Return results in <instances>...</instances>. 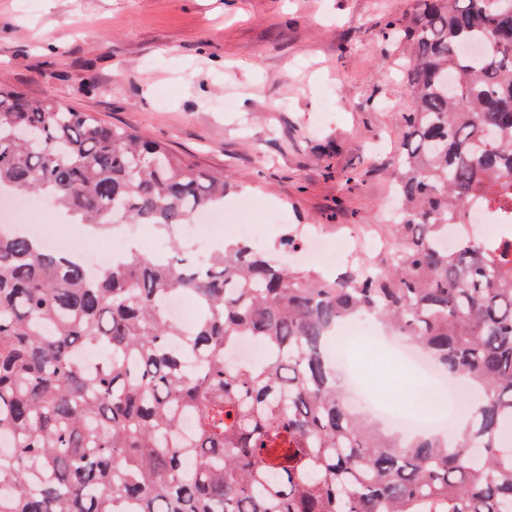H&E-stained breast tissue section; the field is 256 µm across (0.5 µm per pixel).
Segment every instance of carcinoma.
Returning <instances> with one entry per match:
<instances>
[{
    "instance_id": "carcinoma-1",
    "label": "carcinoma",
    "mask_w": 512,
    "mask_h": 512,
    "mask_svg": "<svg viewBox=\"0 0 512 512\" xmlns=\"http://www.w3.org/2000/svg\"><path fill=\"white\" fill-rule=\"evenodd\" d=\"M387 30L413 52L386 266L325 277L237 240L197 267L175 242L89 276L0 232V512H512V243L462 227L484 200L512 206V0H418ZM3 186L74 224L166 234L230 190L135 128L0 83ZM176 294L198 303L189 331L162 308ZM359 313L479 390L462 439L401 443L347 409L324 343ZM241 337L263 362L230 361Z\"/></svg>"
}]
</instances>
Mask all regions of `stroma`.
<instances>
[{
  "label": "stroma",
  "mask_w": 512,
  "mask_h": 512,
  "mask_svg": "<svg viewBox=\"0 0 512 512\" xmlns=\"http://www.w3.org/2000/svg\"><path fill=\"white\" fill-rule=\"evenodd\" d=\"M417 0H0V82L136 128L230 174L226 203L280 212L271 250L300 226L393 246L390 161L410 104L386 37ZM340 374L377 380L418 411L424 392L362 341Z\"/></svg>",
  "instance_id": "1"
}]
</instances>
